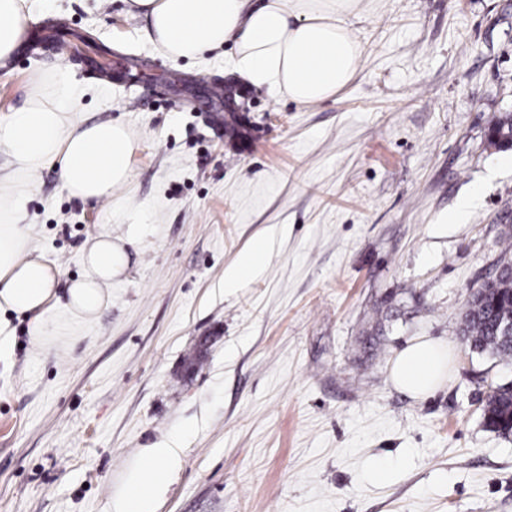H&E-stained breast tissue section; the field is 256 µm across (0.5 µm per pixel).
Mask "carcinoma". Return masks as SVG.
I'll return each instance as SVG.
<instances>
[{"label":"carcinoma","mask_w":512,"mask_h":512,"mask_svg":"<svg viewBox=\"0 0 512 512\" xmlns=\"http://www.w3.org/2000/svg\"><path fill=\"white\" fill-rule=\"evenodd\" d=\"M512 317V265L500 268L492 280L473 294L463 319V335L471 348L512 361V344L502 336V321ZM512 412V384L498 386L488 395L483 409L486 426L505 436L502 426Z\"/></svg>","instance_id":"cac0c4a2"}]
</instances>
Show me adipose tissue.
<instances>
[{
	"label": "adipose tissue",
	"mask_w": 512,
	"mask_h": 512,
	"mask_svg": "<svg viewBox=\"0 0 512 512\" xmlns=\"http://www.w3.org/2000/svg\"><path fill=\"white\" fill-rule=\"evenodd\" d=\"M133 16L146 22L149 41L172 60L197 59L232 43L228 74L250 86L272 89L299 105L317 104L354 79L362 45L352 33L358 0H129ZM31 22L27 0H0V63L19 48ZM83 88L71 78L35 73L26 105L0 115V152L10 171L0 175V310L29 317L33 343L49 333L46 317L61 277L58 268L32 254L24 200L42 169L56 168L61 188L84 203L112 201L130 185L132 159L140 149L122 122L79 118ZM85 271L68 287L66 310L73 320L91 321L108 302L113 278L129 257L110 233L83 246ZM446 347L436 340L407 344L390 376L415 397L437 388ZM181 465L177 442L147 449L115 501V512H156L158 498Z\"/></svg>",
	"instance_id": "ef3b65f1"
}]
</instances>
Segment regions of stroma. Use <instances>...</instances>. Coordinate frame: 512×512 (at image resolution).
<instances>
[{"instance_id":"35a3bbf8","label":"stroma","mask_w":512,"mask_h":512,"mask_svg":"<svg viewBox=\"0 0 512 512\" xmlns=\"http://www.w3.org/2000/svg\"><path fill=\"white\" fill-rule=\"evenodd\" d=\"M364 53L336 97L303 106L234 82L224 54L172 61L124 0H32L126 61L110 78L67 52L18 49L0 115L34 69L85 89L83 119L140 140L126 203L84 204L55 168L25 200L29 247L62 271L33 344L0 314V512H114L144 449L180 439L157 512H512V435L488 430L512 361L470 349L472 294L512 263V0H360ZM109 231L130 265L83 323L65 310L82 247ZM266 261L224 277L254 241ZM448 347L444 383L417 399L397 353ZM390 469L386 481L374 471Z\"/></svg>"}]
</instances>
